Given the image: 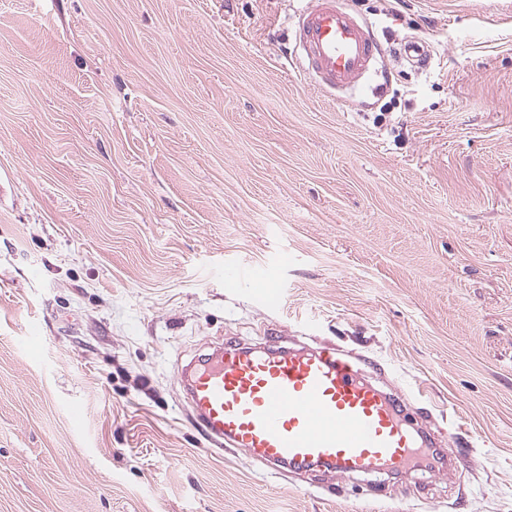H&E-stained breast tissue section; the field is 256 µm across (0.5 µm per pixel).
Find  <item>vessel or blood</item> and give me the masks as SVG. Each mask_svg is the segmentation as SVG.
I'll return each mask as SVG.
<instances>
[{
	"label": "vessel or blood",
	"instance_id": "b4317fda",
	"mask_svg": "<svg viewBox=\"0 0 512 512\" xmlns=\"http://www.w3.org/2000/svg\"><path fill=\"white\" fill-rule=\"evenodd\" d=\"M293 38L326 93L354 90L377 72L380 45L342 0H315L297 17ZM399 53L416 66L430 60L426 43L415 39ZM368 367L383 370L371 357L329 345L306 351L238 343L216 346L181 378L191 417L210 442L295 471L399 474L423 445L413 411L431 398L421 385L383 392L365 378Z\"/></svg>",
	"mask_w": 512,
	"mask_h": 512
}]
</instances>
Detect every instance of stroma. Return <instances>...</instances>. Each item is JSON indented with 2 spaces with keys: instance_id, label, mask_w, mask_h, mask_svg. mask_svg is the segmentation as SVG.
Masks as SVG:
<instances>
[{
  "instance_id": "obj_1",
  "label": "stroma",
  "mask_w": 512,
  "mask_h": 512,
  "mask_svg": "<svg viewBox=\"0 0 512 512\" xmlns=\"http://www.w3.org/2000/svg\"><path fill=\"white\" fill-rule=\"evenodd\" d=\"M346 3L383 54L337 97L312 0H0V512H512V0ZM268 332L426 384L456 476L212 446L177 367ZM399 53L406 60L416 66H425L430 60L426 43L415 39L404 41L401 44Z\"/></svg>"
}]
</instances>
